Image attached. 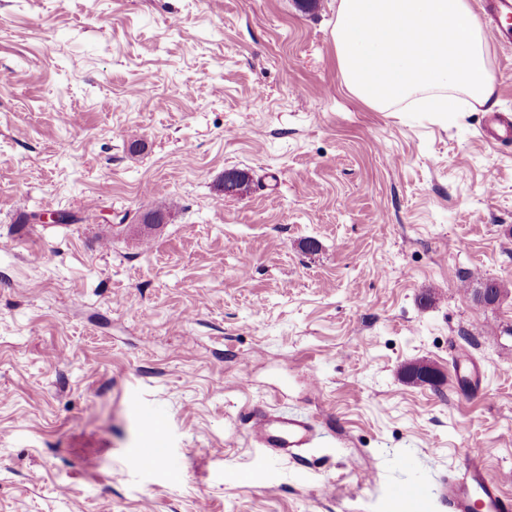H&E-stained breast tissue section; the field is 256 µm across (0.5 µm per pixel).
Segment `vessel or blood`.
<instances>
[{
  "instance_id": "obj_1",
  "label": "vessel or blood",
  "mask_w": 512,
  "mask_h": 512,
  "mask_svg": "<svg viewBox=\"0 0 512 512\" xmlns=\"http://www.w3.org/2000/svg\"><path fill=\"white\" fill-rule=\"evenodd\" d=\"M482 8L493 23L495 38L506 36L508 30L500 19L512 14V0H482ZM480 136L488 143L512 141V116L487 113ZM240 418L248 424L253 441L273 457H298L318 436L316 424L307 417L287 416L265 406H251ZM439 497L447 503L448 512H512V494L490 475L477 451L468 452L458 471L442 479Z\"/></svg>"
}]
</instances>
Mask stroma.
Returning a JSON list of instances; mask_svg holds the SVG:
<instances>
[{"label": "stroma", "mask_w": 512, "mask_h": 512, "mask_svg": "<svg viewBox=\"0 0 512 512\" xmlns=\"http://www.w3.org/2000/svg\"><path fill=\"white\" fill-rule=\"evenodd\" d=\"M335 19L0 0V512H448L472 448L512 494V143L480 139L478 105L349 94ZM488 44L512 114V43ZM255 404L322 435L270 458Z\"/></svg>", "instance_id": "stroma-1"}]
</instances>
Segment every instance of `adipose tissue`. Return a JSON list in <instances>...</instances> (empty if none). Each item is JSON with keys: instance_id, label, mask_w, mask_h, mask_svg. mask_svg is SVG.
I'll list each match as a JSON object with an SVG mask.
<instances>
[{"instance_id": "adipose-tissue-1", "label": "adipose tissue", "mask_w": 512, "mask_h": 512, "mask_svg": "<svg viewBox=\"0 0 512 512\" xmlns=\"http://www.w3.org/2000/svg\"><path fill=\"white\" fill-rule=\"evenodd\" d=\"M333 40L347 91L380 112L454 113L494 102L489 50L469 0H338Z\"/></svg>"}]
</instances>
